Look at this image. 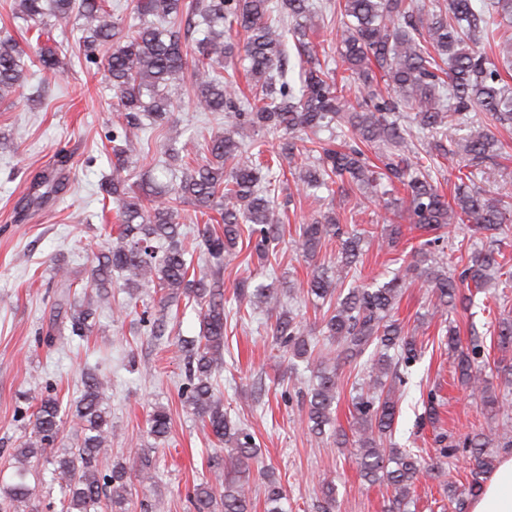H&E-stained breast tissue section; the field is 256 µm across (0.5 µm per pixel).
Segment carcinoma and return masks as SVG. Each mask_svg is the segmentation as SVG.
Returning a JSON list of instances; mask_svg holds the SVG:
<instances>
[{"instance_id":"cac0c4a2","label":"carcinoma","mask_w":512,"mask_h":512,"mask_svg":"<svg viewBox=\"0 0 512 512\" xmlns=\"http://www.w3.org/2000/svg\"><path fill=\"white\" fill-rule=\"evenodd\" d=\"M11 11L26 22V30L46 37V43L29 55L13 39H0V103L19 93L28 77L60 69L73 48L88 57L97 45L112 44L105 67L116 98L114 162L102 191L116 202L115 224L107 230V252L90 270L87 302L72 295L74 283L58 267L59 292L42 343L51 349L63 343L66 331L71 337L89 335L97 306L126 313L127 305H112L108 288L114 273L126 288L153 289L163 306L183 294L199 307L200 334L181 345L188 353L182 395L227 455L217 456L212 480L193 488L195 512H251L253 506L248 473L260 463L254 435L232 423L211 383L224 364V292L217 273L227 258L237 255L244 224L250 226L249 257L265 266L276 252L288 223V210L278 202L277 171L291 165L296 191L307 196L321 189L330 199L338 192L357 191L382 206L389 233L378 242L381 248L408 243L406 235L415 231L434 235L411 245L410 261L390 281L376 288L361 284L346 289L344 281L358 262L363 240L378 237L374 222L351 228L331 211L295 226L291 241L307 259L317 257L327 240L340 245L336 263L314 266L303 291L314 308H326L321 335L334 346L333 368L315 352L309 332L283 306L276 289L255 285L250 276L234 286L236 298L276 311L270 326L276 346L314 363L306 400L310 434L321 439L325 427L334 423L336 366L362 368V382L352 398L355 439L336 429L334 442L340 448L353 445L350 458L365 479L393 489L387 512H406L416 482L433 467L392 443L399 416L394 385L403 383L402 369L419 358L416 337L405 335L393 318L395 306L407 283L420 278L435 296L434 313L444 317L464 302L462 289L488 287L492 271L512 275L499 249L477 251L459 274L448 272L436 236L448 224H471L474 231L494 238L507 222L502 202L475 191L469 182L474 171L502 154L504 144L492 128H512V84L483 46L490 37L512 46V0H496L492 12L476 0H320L317 5L312 0H136L135 12L142 20L129 25L119 4L109 0H13ZM323 13L339 17L334 70L321 64L310 38L320 32L314 20ZM78 18L84 23L74 42L54 38V32L65 34ZM200 26L204 37L190 54V40ZM240 29L247 34L241 44L232 38ZM289 35L298 66L294 85L284 80ZM235 60L245 63L246 94L229 72ZM186 89L198 111L224 113V132L196 144L195 158L183 161L177 186L152 180L136 190L126 186L122 172L135 149L133 135L146 120L166 121L175 98ZM402 117L427 135L425 152L415 150ZM465 129L469 133L461 134ZM269 134L283 138L280 151L265 149ZM369 151L378 163L369 161ZM459 154L458 184L449 199L432 177L427 157ZM301 155L313 161L296 164ZM400 191L404 196L399 198ZM186 204L221 229L206 224L188 237L179 223ZM197 252L208 255L214 268L196 271L192 257ZM445 335L448 349L456 353L461 384L480 391L485 406L507 412L482 377L479 337H471L464 347L455 328H445ZM108 384L104 375L87 372L80 399L68 409L79 434L75 448L53 460L68 488L62 512H92L104 497L111 512H128L132 488L126 467L118 463L109 475L99 470L100 456L112 442ZM62 424L57 395L34 397L31 437L17 450V481L0 497V512H27L32 506L35 489L26 481L25 463L53 444ZM149 424L151 436L166 437L167 411L154 408ZM493 435L465 438V447L476 450V467L468 494L448 495L453 512H466L467 496L481 490ZM228 463L233 477L225 473ZM260 471L265 512H283L282 486L273 471Z\"/></svg>"}]
</instances>
